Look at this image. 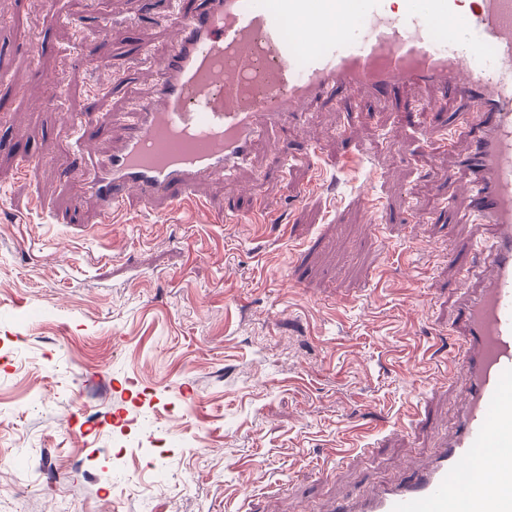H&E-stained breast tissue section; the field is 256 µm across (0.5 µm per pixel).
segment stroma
Segmentation results:
<instances>
[{
  "label": "stroma",
  "instance_id": "obj_1",
  "mask_svg": "<svg viewBox=\"0 0 512 512\" xmlns=\"http://www.w3.org/2000/svg\"><path fill=\"white\" fill-rule=\"evenodd\" d=\"M139 4L0 0V512H332L403 479L452 432L464 380L448 357L480 286L470 245L490 237L460 191L474 130L445 143L457 102L415 106L433 88L340 94L259 139L237 185L201 183L215 209L257 203L272 223L161 201L101 223L65 172L82 113L153 92L175 29ZM105 36L109 72L83 56Z\"/></svg>",
  "mask_w": 512,
  "mask_h": 512
}]
</instances>
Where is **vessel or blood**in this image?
Masks as SVG:
<instances>
[{
	"label": "vessel or blood",
	"instance_id": "1",
	"mask_svg": "<svg viewBox=\"0 0 512 512\" xmlns=\"http://www.w3.org/2000/svg\"><path fill=\"white\" fill-rule=\"evenodd\" d=\"M340 11L360 26L337 29ZM172 20L180 35L152 97L118 123L121 148L102 161L84 144L68 172L109 223L132 197L210 214L200 183L234 180L268 123L336 91L384 99L435 85L462 103L452 125L480 130L465 159L468 210L492 242L466 306L455 431L408 479L333 512H512V0H197Z\"/></svg>",
	"mask_w": 512,
	"mask_h": 512
}]
</instances>
